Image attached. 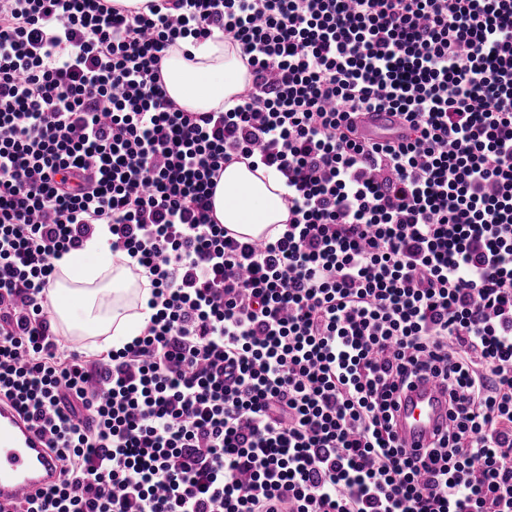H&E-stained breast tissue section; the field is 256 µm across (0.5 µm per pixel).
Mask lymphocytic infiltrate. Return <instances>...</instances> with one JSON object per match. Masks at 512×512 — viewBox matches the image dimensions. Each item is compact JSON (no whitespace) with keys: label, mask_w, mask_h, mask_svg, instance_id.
Listing matches in <instances>:
<instances>
[{"label":"lymphocytic infiltrate","mask_w":512,"mask_h":512,"mask_svg":"<svg viewBox=\"0 0 512 512\" xmlns=\"http://www.w3.org/2000/svg\"><path fill=\"white\" fill-rule=\"evenodd\" d=\"M218 32L250 80L184 111L161 62ZM254 156L259 240L212 204ZM102 224L153 314L96 355L48 295ZM415 378L448 429L410 451ZM0 399L64 475L21 512H512V0H0ZM361 133L370 139L394 137L402 134L395 118L388 112H368L362 116ZM258 169L251 171L248 163ZM288 187L282 176L265 167L259 158L234 161L224 166L213 197L214 216L219 224L240 235L256 237L271 224H287ZM448 395L433 379L415 382L402 397L396 430L404 448H426L448 427Z\"/></svg>","instance_id":"obj_1"}]
</instances>
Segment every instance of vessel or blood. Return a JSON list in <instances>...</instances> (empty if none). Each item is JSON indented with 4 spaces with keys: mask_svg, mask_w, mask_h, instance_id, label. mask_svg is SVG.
<instances>
[{
    "mask_svg": "<svg viewBox=\"0 0 512 512\" xmlns=\"http://www.w3.org/2000/svg\"><path fill=\"white\" fill-rule=\"evenodd\" d=\"M361 133L370 139L399 135L394 117L387 112L363 115ZM448 395L433 379L415 382L401 400L396 430L408 449L427 447L435 434L448 426ZM61 465L43 438L18 412L0 402V512L41 487L61 481Z\"/></svg>",
    "mask_w": 512,
    "mask_h": 512,
    "instance_id": "obj_1",
    "label": "vessel or blood"
}]
</instances>
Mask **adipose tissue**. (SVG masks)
Returning a JSON list of instances; mask_svg holds the SVG:
<instances>
[{
  "label": "adipose tissue",
  "instance_id": "adipose-tissue-1",
  "mask_svg": "<svg viewBox=\"0 0 512 512\" xmlns=\"http://www.w3.org/2000/svg\"><path fill=\"white\" fill-rule=\"evenodd\" d=\"M165 88L187 112L228 110L248 81L236 43L224 39L182 40L162 61ZM288 189L282 176L246 162L225 165L213 197L214 216L238 234L255 237L272 224L288 221ZM106 231L96 232L84 248L65 254L55 265L62 276L50 293L52 311L74 336H99L104 346L123 347L140 335L152 311L149 289L128 275L127 258L112 252Z\"/></svg>",
  "mask_w": 512,
  "mask_h": 512
}]
</instances>
